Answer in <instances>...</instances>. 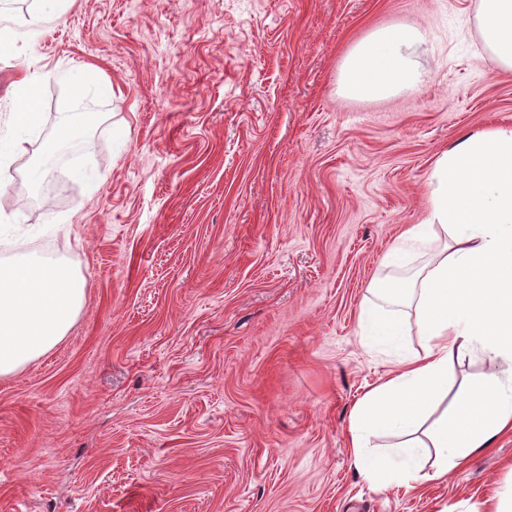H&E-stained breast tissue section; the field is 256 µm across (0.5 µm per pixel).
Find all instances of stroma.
Masks as SVG:
<instances>
[{
    "mask_svg": "<svg viewBox=\"0 0 512 512\" xmlns=\"http://www.w3.org/2000/svg\"><path fill=\"white\" fill-rule=\"evenodd\" d=\"M475 0H71L52 25L0 0V132L20 166L91 65L97 181L59 166L39 200L0 185L15 246L86 280L66 339L0 379V512H485L512 498V435L447 480L368 482L350 415L392 364L360 305L400 230L425 216L434 157L512 126V72L480 45ZM429 29L431 79L341 96L348 48ZM37 123L15 130L14 86Z\"/></svg>",
    "mask_w": 512,
    "mask_h": 512,
    "instance_id": "35a3bbf8",
    "label": "stroma"
}]
</instances>
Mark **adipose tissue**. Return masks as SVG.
Masks as SVG:
<instances>
[{
	"label": "adipose tissue",
	"instance_id": "obj_1",
	"mask_svg": "<svg viewBox=\"0 0 512 512\" xmlns=\"http://www.w3.org/2000/svg\"><path fill=\"white\" fill-rule=\"evenodd\" d=\"M476 23L495 67L512 70V0H477ZM424 27L388 24L347 52L338 85L348 96L389 100L419 89L429 77L418 52ZM86 120L61 113L40 158L27 165L30 195L56 170L62 145L83 139ZM426 216L399 236L385 255L400 266L406 246L437 233L446 247L407 279L374 282L360 306L364 343L389 355L393 369L354 406L350 443L357 470L368 480L406 485L420 480L428 448H436L433 479H445L469 457L512 432V126L462 136L436 158ZM86 281L62 258L19 251L0 260V378L48 354L68 335L85 301ZM414 311L423 338L408 348L405 314ZM489 362L454 409L428 421L448 389L449 365L473 352ZM396 438L394 452L373 439Z\"/></svg>",
	"mask_w": 512,
	"mask_h": 512
}]
</instances>
